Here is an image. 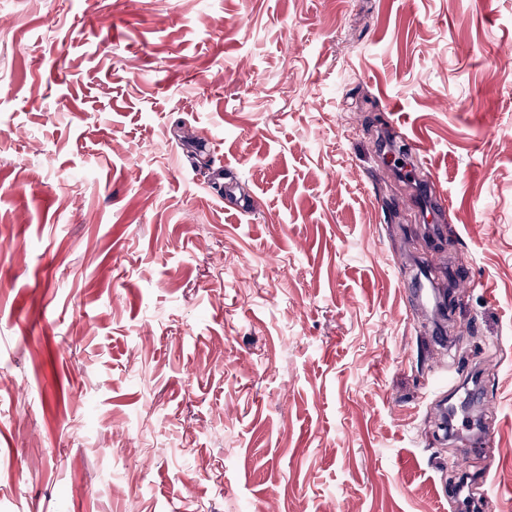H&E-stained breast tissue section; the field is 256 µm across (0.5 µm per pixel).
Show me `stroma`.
<instances>
[{
  "mask_svg": "<svg viewBox=\"0 0 512 512\" xmlns=\"http://www.w3.org/2000/svg\"><path fill=\"white\" fill-rule=\"evenodd\" d=\"M491 461L512 512V0H0V512H459Z\"/></svg>",
  "mask_w": 512,
  "mask_h": 512,
  "instance_id": "35a3bbf8",
  "label": "stroma"
}]
</instances>
